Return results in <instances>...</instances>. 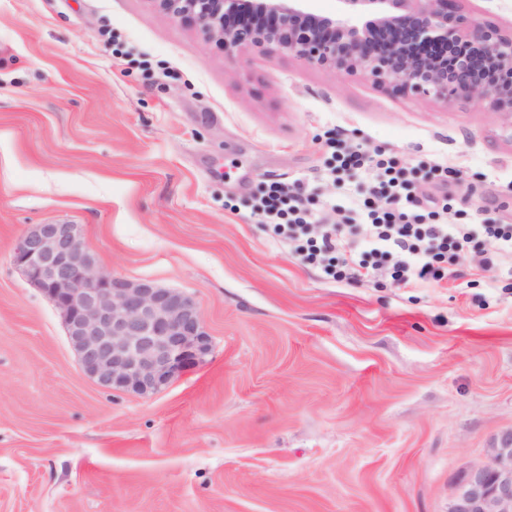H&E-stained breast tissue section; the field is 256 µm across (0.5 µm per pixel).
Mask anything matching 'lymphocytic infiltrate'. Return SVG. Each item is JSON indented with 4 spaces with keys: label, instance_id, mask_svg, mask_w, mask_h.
I'll return each instance as SVG.
<instances>
[{
    "label": "lymphocytic infiltrate",
    "instance_id": "obj_1",
    "mask_svg": "<svg viewBox=\"0 0 512 512\" xmlns=\"http://www.w3.org/2000/svg\"><path fill=\"white\" fill-rule=\"evenodd\" d=\"M336 171L370 177L365 191L348 195L331 221L310 207L303 184H270L255 210L278 241L304 264L335 281L372 282L383 275L410 287L444 277L442 264L474 239L487 247L476 267L512 266V224L450 221L451 206L418 212L413 183L392 159L337 144Z\"/></svg>",
    "mask_w": 512,
    "mask_h": 512
}]
</instances>
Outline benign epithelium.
Wrapping results in <instances>:
<instances>
[{
  "mask_svg": "<svg viewBox=\"0 0 512 512\" xmlns=\"http://www.w3.org/2000/svg\"><path fill=\"white\" fill-rule=\"evenodd\" d=\"M234 51L279 52L401 96L446 104L478 99L512 119V29L464 13L459 0H155ZM12 260L62 316L83 371L101 387L141 396L172 385L213 350L190 294L102 270L77 224H35ZM448 512H512V429L455 483Z\"/></svg>",
  "mask_w": 512,
  "mask_h": 512,
  "instance_id": "7a95c632",
  "label": "benign epithelium"
}]
</instances>
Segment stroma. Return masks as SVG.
<instances>
[{
	"instance_id": "obj_1",
	"label": "stroma",
	"mask_w": 512,
	"mask_h": 512,
	"mask_svg": "<svg viewBox=\"0 0 512 512\" xmlns=\"http://www.w3.org/2000/svg\"><path fill=\"white\" fill-rule=\"evenodd\" d=\"M337 139L392 158L420 211L512 224V127L480 100L228 54L155 0H0V512H448L512 428V272H477L478 243L422 288L289 255L254 203L337 197ZM59 221L192 295L207 361L146 397L90 379L12 262Z\"/></svg>"
}]
</instances>
